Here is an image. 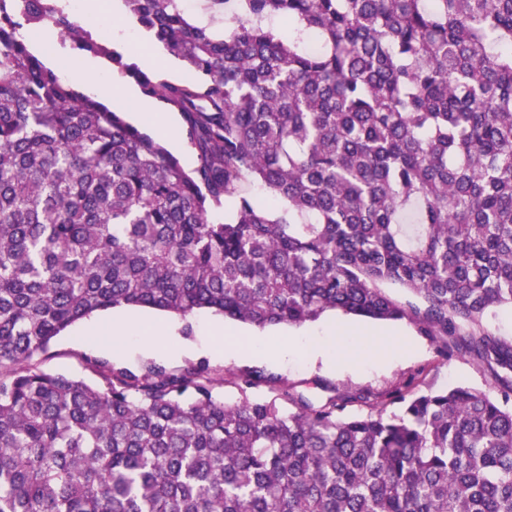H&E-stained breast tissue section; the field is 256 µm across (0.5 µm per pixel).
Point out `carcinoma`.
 I'll return each mask as SVG.
<instances>
[{
    "label": "carcinoma",
    "instance_id": "obj_1",
    "mask_svg": "<svg viewBox=\"0 0 512 512\" xmlns=\"http://www.w3.org/2000/svg\"><path fill=\"white\" fill-rule=\"evenodd\" d=\"M122 2L185 78L103 47L56 0H0V512H512V340L494 330L512 308V0H206L234 5L220 31L181 0ZM23 26L179 113L197 167L61 79ZM118 306L406 320L500 398L412 377L230 405L204 364L89 359L93 385L31 364Z\"/></svg>",
    "mask_w": 512,
    "mask_h": 512
}]
</instances>
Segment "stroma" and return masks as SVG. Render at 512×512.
<instances>
[{
  "mask_svg": "<svg viewBox=\"0 0 512 512\" xmlns=\"http://www.w3.org/2000/svg\"><path fill=\"white\" fill-rule=\"evenodd\" d=\"M112 2L95 0L86 22L113 17L115 31L136 40L137 51L155 54L154 71L170 79L181 78L185 73L182 63L160 50L158 43L125 12H113ZM133 313L130 307L116 308L100 313L96 320L77 322L62 332L47 352L36 355L34 361L43 370L72 374L90 382L96 379L86 363L90 357L136 373L151 364L178 370L203 362L224 373L226 381L216 392L228 404L238 403L244 395L235 383L236 375L252 369L276 374L281 387L316 403L337 393L376 394L416 375L436 389L465 386L490 396L496 393L493 380L475 360L461 355L439 360L431 341L405 320L377 321L329 312L299 327L260 329L201 311L185 319L165 315V322L176 328L177 339L173 342L159 332L134 333L124 338L117 350L111 340L100 344L91 341L94 323L104 324L110 318ZM340 325L358 329L361 340L370 341V348L363 352V365L354 367L339 362L328 366L312 360L308 354L307 338L326 335Z\"/></svg>",
  "mask_w": 512,
  "mask_h": 512,
  "instance_id": "obj_1",
  "label": "stroma"
}]
</instances>
